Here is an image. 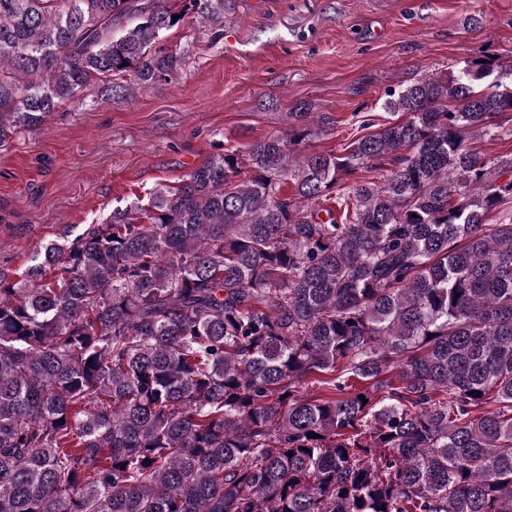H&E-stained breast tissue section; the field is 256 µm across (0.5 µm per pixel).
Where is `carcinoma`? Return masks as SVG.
Returning <instances> with one entry per match:
<instances>
[{
	"instance_id": "cac0c4a2",
	"label": "carcinoma",
	"mask_w": 512,
	"mask_h": 512,
	"mask_svg": "<svg viewBox=\"0 0 512 512\" xmlns=\"http://www.w3.org/2000/svg\"><path fill=\"white\" fill-rule=\"evenodd\" d=\"M231 3L0 0V151ZM504 70L388 89L340 154L304 101L0 268V512H512Z\"/></svg>"
}]
</instances>
